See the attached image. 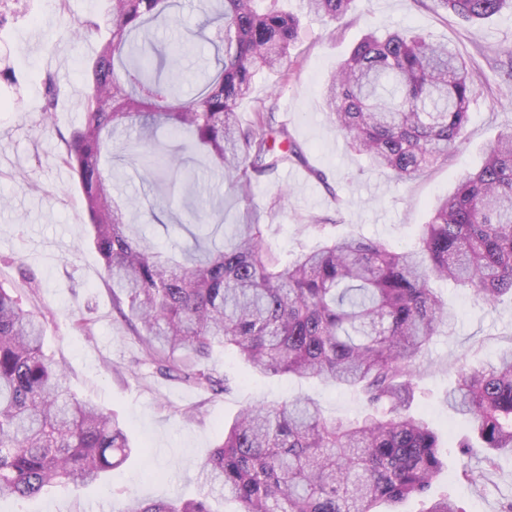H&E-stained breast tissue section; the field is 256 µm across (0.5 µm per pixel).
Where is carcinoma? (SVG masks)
Here are the masks:
<instances>
[{
  "label": "carcinoma",
  "mask_w": 512,
  "mask_h": 512,
  "mask_svg": "<svg viewBox=\"0 0 512 512\" xmlns=\"http://www.w3.org/2000/svg\"><path fill=\"white\" fill-rule=\"evenodd\" d=\"M280 0H201L220 22L224 56L183 98L179 59L158 48L152 25L168 0H110L109 38L93 60L83 122L66 141L92 242L112 286V309L134 323L137 363L202 392L230 390L211 363L230 351L261 374H288L356 387L366 411L328 420L319 404L296 398L255 403L224 428L202 464L240 512H401L427 497L447 468L438 438L411 412L417 364L454 313L432 288L443 280L493 306L512 294V127L500 131L475 172L439 200L416 244L396 251L379 240L326 237L283 262L264 225L234 224L221 246L190 233L193 245L166 255L112 194V143L134 133L127 159L156 188L195 187L187 162L204 156L213 174L249 193L252 180L307 157L275 104L255 102L242 122L255 75L288 80L300 19ZM353 0H305L306 12L341 21ZM465 23L503 12L512 0H432ZM476 95L465 59L412 29L364 35L323 90L328 120L372 167L401 180L448 162ZM191 205L215 228L223 216ZM41 316L0 287V497L26 499L57 485L78 493L135 451L120 422L71 391L65 370L44 351ZM448 407L469 416L486 449L488 480L498 452L512 450V347L498 363L461 366ZM120 512H214L209 495L185 501L131 497ZM424 512H463L450 497Z\"/></svg>",
  "instance_id": "carcinoma-1"
}]
</instances>
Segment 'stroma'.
Here are the masks:
<instances>
[{
  "label": "stroma",
  "mask_w": 512,
  "mask_h": 512,
  "mask_svg": "<svg viewBox=\"0 0 512 512\" xmlns=\"http://www.w3.org/2000/svg\"><path fill=\"white\" fill-rule=\"evenodd\" d=\"M299 14L301 38L292 53L287 84L274 76L255 77L253 100L277 95V120L288 124L304 147L310 164L326 172L327 184L288 168L251 186L249 197L229 187L204 167L195 173L214 203L224 208V221L242 224L248 212L261 215L267 244L283 258L313 249L324 235L362 236L396 249L412 247L437 201L455 189L467 173L478 169L485 149L498 132L512 125V81L502 66L512 49V15L504 13L476 24H464L435 9L432 0H355L341 24L333 26L306 14L303 0H286ZM109 0H31L27 14L0 26V286L11 289L23 304L46 317L45 350L64 365L72 391L124 423L139 448L137 455L113 470L102 483L81 496L54 488L38 498L0 499V512H120L131 496L143 499L195 498L203 494L200 466L224 436V426L244 407L263 401L278 404L307 396L329 419H353L365 411L352 389L318 380L252 372L232 354L214 355L219 373L233 382L229 392L212 394L168 379L156 368L133 369L138 344L112 309V290L102 260L91 243V226L74 174L59 156L65 139L83 121L88 70L107 31L102 24ZM170 25L160 28L165 52L181 63L184 90L194 77L215 63L216 31L193 0H176L167 10ZM93 18L100 29L89 30L80 43L67 30L77 19ZM408 28L454 46L468 63L477 88L463 139L447 164L406 181L390 172L370 169L353 152L324 113L322 90L337 65L367 33ZM61 89L52 116H44L45 79ZM29 176L33 187L22 184ZM189 196L174 189L163 223L145 212L135 223L164 250L190 244L184 226L191 220ZM334 219L321 232L310 217ZM435 288L456 317L452 331H440L417 369V410L437 434L448 468L431 492L449 495L464 512H506L512 505V452L497 454L496 465L482 485H470L461 464L478 469L483 451H462L461 438L472 430L470 418L445 401L460 365L478 368L494 363L512 346V298L496 308L478 304L468 289L436 283ZM195 409L194 420L182 417Z\"/></svg>",
  "instance_id": "stroma-1"
}]
</instances>
